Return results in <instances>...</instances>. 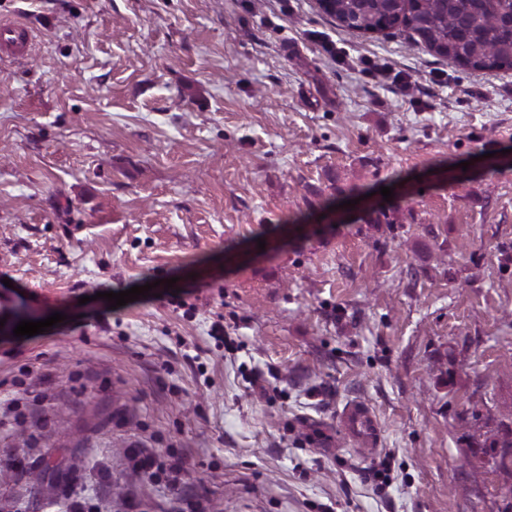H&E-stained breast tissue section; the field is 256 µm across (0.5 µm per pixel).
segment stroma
Returning <instances> with one entry per match:
<instances>
[{"instance_id": "stroma-1", "label": "stroma", "mask_w": 512, "mask_h": 512, "mask_svg": "<svg viewBox=\"0 0 512 512\" xmlns=\"http://www.w3.org/2000/svg\"><path fill=\"white\" fill-rule=\"evenodd\" d=\"M5 22L35 40L0 55V512H503L512 70L315 0H0ZM21 308L65 319L17 337ZM351 401L377 445L340 428Z\"/></svg>"}]
</instances>
